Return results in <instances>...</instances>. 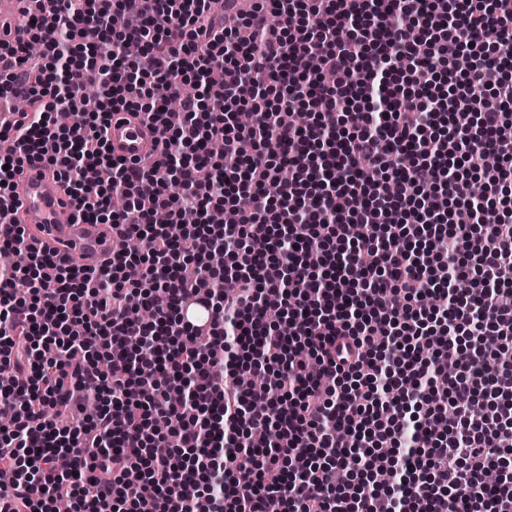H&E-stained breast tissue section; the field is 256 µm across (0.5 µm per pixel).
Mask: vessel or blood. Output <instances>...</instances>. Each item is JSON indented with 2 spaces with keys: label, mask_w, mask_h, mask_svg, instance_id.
<instances>
[{
  "label": "vessel or blood",
  "mask_w": 512,
  "mask_h": 512,
  "mask_svg": "<svg viewBox=\"0 0 512 512\" xmlns=\"http://www.w3.org/2000/svg\"><path fill=\"white\" fill-rule=\"evenodd\" d=\"M37 10L36 0H28L22 9L17 0H0V40L13 42L22 37L29 14ZM157 138L154 124L127 112L113 113L106 130L109 153L117 162L151 156ZM8 206L11 219L26 225L40 249L75 254L83 266L101 267L115 247L109 225L73 223L62 181L41 163H30L15 180Z\"/></svg>",
  "instance_id": "1"
}]
</instances>
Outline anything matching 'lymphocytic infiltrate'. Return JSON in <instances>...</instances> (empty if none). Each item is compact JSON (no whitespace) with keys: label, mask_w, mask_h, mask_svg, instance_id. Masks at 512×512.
Here are the masks:
<instances>
[{"label":"lymphocytic infiltrate","mask_w":512,"mask_h":512,"mask_svg":"<svg viewBox=\"0 0 512 512\" xmlns=\"http://www.w3.org/2000/svg\"><path fill=\"white\" fill-rule=\"evenodd\" d=\"M49 3L0 41V202L40 161L143 249L85 269L0 220V512H512V0ZM118 111L151 166L108 155ZM158 138L154 124L129 112H115L106 130L107 146L115 162H133L150 157Z\"/></svg>","instance_id":"lymphocytic-infiltrate-1"}]
</instances>
